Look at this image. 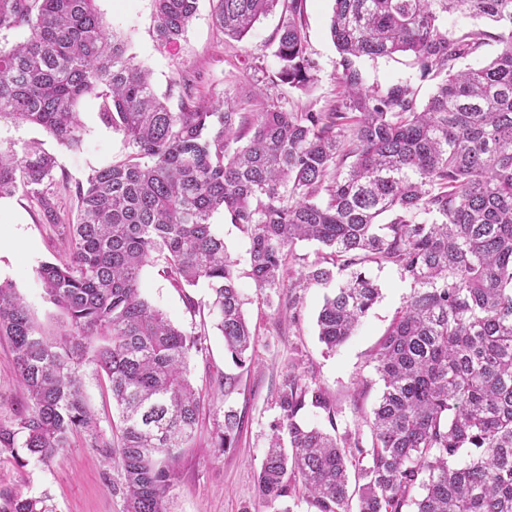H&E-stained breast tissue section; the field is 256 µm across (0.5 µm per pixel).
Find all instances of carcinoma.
Here are the masks:
<instances>
[{"label":"carcinoma","instance_id":"carcinoma-1","mask_svg":"<svg viewBox=\"0 0 512 512\" xmlns=\"http://www.w3.org/2000/svg\"><path fill=\"white\" fill-rule=\"evenodd\" d=\"M330 38L340 60L336 101L295 108L262 89L259 112L236 95L207 102L191 71L178 74V111L154 91L96 0H0V123L41 127L80 149V101L104 99L102 122L121 133L127 156L73 189L76 221L65 258L37 270L64 316L43 333L13 285L0 282V339L26 405L0 421V455L45 460L85 433L104 461L118 449L125 512H166L182 449L202 408L188 362L200 339L146 301L143 269L158 259L180 287L203 282L224 349L244 368L254 333L242 312L237 263L211 222L230 216L249 239L258 288L345 279L325 298L318 335L342 345L380 298L365 265L390 264L412 293L379 343L383 393L371 443L297 420L312 407L336 426L323 390L290 376L277 392L258 493L268 501L303 491L316 512H512V0H333ZM198 0H155V31L174 44ZM224 36L244 37L278 5L285 11L273 86L306 92L317 63L308 52L306 0H211ZM451 12L498 24L501 51L479 69L457 62L488 34L448 32ZM408 53L420 78L444 75L427 103L407 81L366 86L359 60ZM56 161L39 143L0 148V198L18 190L51 215ZM300 241L329 252L285 270ZM108 377L116 419L101 429L82 391V368ZM238 412L223 411L214 447H233ZM464 449L468 462L450 460ZM48 497L8 496L0 512H53Z\"/></svg>","mask_w":512,"mask_h":512}]
</instances>
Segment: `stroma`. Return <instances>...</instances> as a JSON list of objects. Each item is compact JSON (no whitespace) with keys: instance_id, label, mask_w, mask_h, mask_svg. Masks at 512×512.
Listing matches in <instances>:
<instances>
[{"instance_id":"obj_1","label":"stroma","mask_w":512,"mask_h":512,"mask_svg":"<svg viewBox=\"0 0 512 512\" xmlns=\"http://www.w3.org/2000/svg\"><path fill=\"white\" fill-rule=\"evenodd\" d=\"M110 29L126 40L138 63L148 68L156 92L171 108H178L182 88L176 79L181 69L199 74V92L207 99L222 98L225 91L251 88L270 81L279 69L275 54L276 36L282 17L273 12L263 18L242 40L224 38L211 23L210 0H198V13L184 36L169 48L159 46L154 30V0H97ZM331 0H306L305 27L308 51L318 65L317 79L308 92L286 90L290 104L322 109L336 98L335 75L339 54L329 33ZM443 24L460 34L472 29L490 33L480 54L461 60V67L479 68L496 56L500 45L494 36L499 29L490 21L464 14L445 16ZM365 83L385 87L408 81L416 88L419 101H427L435 79L421 78L406 55L365 60L360 64ZM101 102L82 101L78 107L84 126L83 144L72 151L50 140L39 127L27 123L0 125V144L22 146L40 140L56 157L53 201L58 216L50 223L24 192L7 198L0 210V282H11L46 332H54L60 314L44 298L38 268L64 255L67 244L63 225L75 219L76 203L71 190L86 179L91 169L123 159L127 153L120 133L106 127L99 118ZM212 222L223 235L228 253L241 272L238 282L244 313L254 336L253 362L236 367L224 352V338L215 327L205 286L181 289L164 273L163 262L144 268L141 294L174 325L202 336L201 352L190 359L191 379L208 400L204 406L192 447L184 449L180 477L167 501L168 512H313L303 496L263 501L256 478L270 437V425L277 419L275 403L281 383L291 375L320 386L335 403V423L324 413L307 409L303 420L320 428L335 426L337 436L359 433L370 440V421L382 391L373 360L378 343L406 305L411 288L396 267L366 265L365 271L379 285L381 297L362 319L350 339L328 350L318 339L316 318L328 295V288L259 289L248 275L249 240L224 213ZM13 353L7 340H0V417L26 401L25 391L11 369ZM238 379L232 393L219 383L225 375ZM87 403L102 429H109L114 410L108 380L95 366L82 372ZM233 408L243 417L234 447L224 453L213 448V436L221 411ZM119 462L103 463L97 451L88 448L85 434L72 436L68 448L51 458L17 463L10 455L0 456V495L49 496L54 512H125L123 498L113 491L119 483Z\"/></svg>"}]
</instances>
